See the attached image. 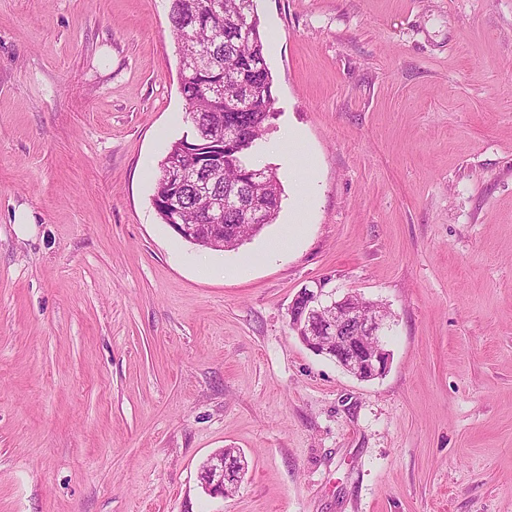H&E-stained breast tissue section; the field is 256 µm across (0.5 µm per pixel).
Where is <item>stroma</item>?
<instances>
[{
  "instance_id": "obj_1",
  "label": "stroma",
  "mask_w": 512,
  "mask_h": 512,
  "mask_svg": "<svg viewBox=\"0 0 512 512\" xmlns=\"http://www.w3.org/2000/svg\"><path fill=\"white\" fill-rule=\"evenodd\" d=\"M256 5L282 203L224 252L151 202L169 0H0V512H512V0ZM325 276L390 315L382 377L290 328ZM224 448L210 455L201 465V473L206 475L203 483L205 489L214 495L228 496L235 490V485L241 479V474L245 472V461L242 457H224ZM225 470V472H224ZM224 477H230L232 480H224Z\"/></svg>"
}]
</instances>
